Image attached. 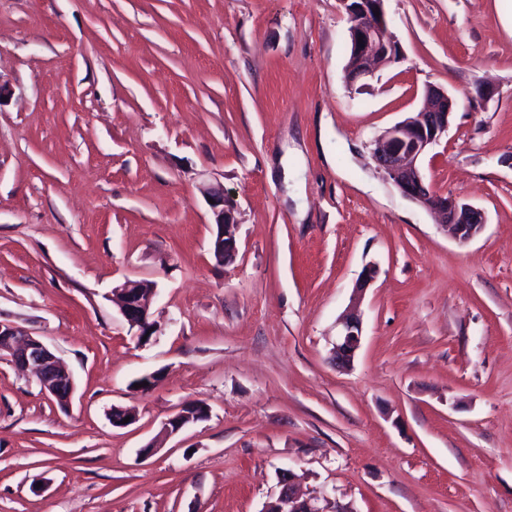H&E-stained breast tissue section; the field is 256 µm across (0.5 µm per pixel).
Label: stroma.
Instances as JSON below:
<instances>
[{
    "label": "stroma",
    "instance_id": "1",
    "mask_svg": "<svg viewBox=\"0 0 512 512\" xmlns=\"http://www.w3.org/2000/svg\"><path fill=\"white\" fill-rule=\"evenodd\" d=\"M384 10L400 60L350 87L339 0H0V319L76 381L63 410L0 361V512H262L282 469L351 512H512V0ZM429 85L454 108L422 170L483 211L466 243L371 157ZM187 401L207 419L143 454ZM203 192L212 208L214 224L216 225V234L212 241L213 254L223 262L227 258L229 260L233 259L237 252V243L231 228L235 222L229 219L224 208V191L210 187L204 189ZM210 199H213V202H210ZM151 288L138 280H126L118 288L120 294L121 306L120 314L129 325L130 330L135 329L134 336H137L139 342H143V337L156 336L160 331V325L151 319L148 306V297ZM342 332L336 341L334 361L337 366H349L360 347L362 322L358 314H350L342 322Z\"/></svg>",
    "mask_w": 512,
    "mask_h": 512
}]
</instances>
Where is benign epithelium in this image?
<instances>
[{
    "mask_svg": "<svg viewBox=\"0 0 512 512\" xmlns=\"http://www.w3.org/2000/svg\"><path fill=\"white\" fill-rule=\"evenodd\" d=\"M349 22L353 47V64L346 72V82L353 84L373 74L378 65L398 62L400 47L385 17L384 0H340ZM379 14H374V10ZM454 100L448 91L428 86L424 91V106L417 115L388 128L375 140L372 157L387 180L401 196L427 209L436 224L446 228L461 243L473 239L485 224L484 213L453 194L440 195L427 185L420 161L427 151L447 134ZM216 225L212 241L213 254L221 261L235 257L237 243L231 221L224 208V191L204 189ZM121 297L120 314L135 331L138 341L155 336L160 325L151 319L148 306L150 289L138 280H126L118 288ZM362 322L357 314L342 321V332L336 341L334 361L346 367L353 362L360 347ZM0 360L32 375L41 391L63 407L71 404L75 391L72 373L57 355L38 337L22 333L11 323L0 321ZM197 404L186 402L162 426L161 436L178 433L189 423L201 421L204 416L196 410ZM279 492L267 502L263 512H350L341 505L328 511L319 506L317 495H300L291 471L282 472Z\"/></svg>",
    "mask_w": 512,
    "mask_h": 512,
    "instance_id": "obj_1",
    "label": "benign epithelium"
}]
</instances>
